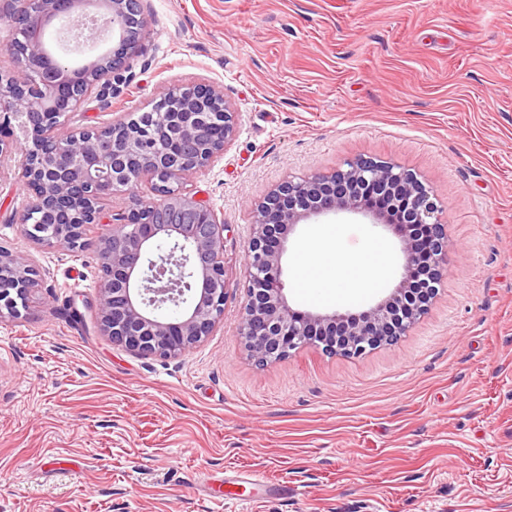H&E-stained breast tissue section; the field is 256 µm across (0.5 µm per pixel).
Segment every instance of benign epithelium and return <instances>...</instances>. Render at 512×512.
<instances>
[{
    "instance_id": "benign-epithelium-1",
    "label": "benign epithelium",
    "mask_w": 512,
    "mask_h": 512,
    "mask_svg": "<svg viewBox=\"0 0 512 512\" xmlns=\"http://www.w3.org/2000/svg\"><path fill=\"white\" fill-rule=\"evenodd\" d=\"M23 14L0 11V22L23 27L29 41L25 63L0 77V170L21 156L18 178L26 200L17 223L39 245L80 250L87 232L102 223V202L115 187L135 192L152 184L161 202L138 199L121 223L104 224L96 241L101 277L96 317L112 343L145 355L175 358L209 336L223 320L229 279L224 265L227 225L214 210L180 190L186 177L224 156L237 133V118L224 94L211 85L177 86L166 98L172 150L161 151L148 132L125 122L60 132L97 81L99 57L78 69L45 50L46 29L57 22L98 21L112 29V69L134 54L141 37L127 18L136 0H36ZM432 190L409 170L378 158H356L326 173L290 179L253 207L247 242L248 288L238 335L259 364L280 360L306 346L362 355L392 346L427 314L437 289L423 301L411 291L421 279H443L448 270L447 224ZM338 214L359 215L391 233L403 255L398 282L374 304L359 310L293 308L282 279L290 235L300 224ZM42 280L28 262L0 247V317L18 314ZM177 317L164 319L161 312Z\"/></svg>"
}]
</instances>
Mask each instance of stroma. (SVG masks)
<instances>
[{
    "label": "stroma",
    "instance_id": "1",
    "mask_svg": "<svg viewBox=\"0 0 512 512\" xmlns=\"http://www.w3.org/2000/svg\"><path fill=\"white\" fill-rule=\"evenodd\" d=\"M148 26L111 95L66 131L149 110L182 84L238 114L223 160L184 189L223 218L216 330L180 357L113 345L95 322L94 247L34 245L0 180V246L42 288L0 316V512H512V0H139ZM415 172L445 206L448 273L392 347H308L259 365L237 335L251 207L287 177L351 158ZM342 250L397 240L355 215ZM291 235L283 281L293 307ZM325 307H341L328 299ZM248 471L288 495L226 497Z\"/></svg>",
    "mask_w": 512,
    "mask_h": 512
}]
</instances>
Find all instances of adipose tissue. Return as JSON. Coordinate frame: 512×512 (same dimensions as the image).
<instances>
[{"label":"adipose tissue","instance_id":"ef3b65f1","mask_svg":"<svg viewBox=\"0 0 512 512\" xmlns=\"http://www.w3.org/2000/svg\"><path fill=\"white\" fill-rule=\"evenodd\" d=\"M340 229H318L299 248L297 276L304 288L319 299H350L389 275L386 244L370 242L361 254L338 249Z\"/></svg>","mask_w":512,"mask_h":512}]
</instances>
